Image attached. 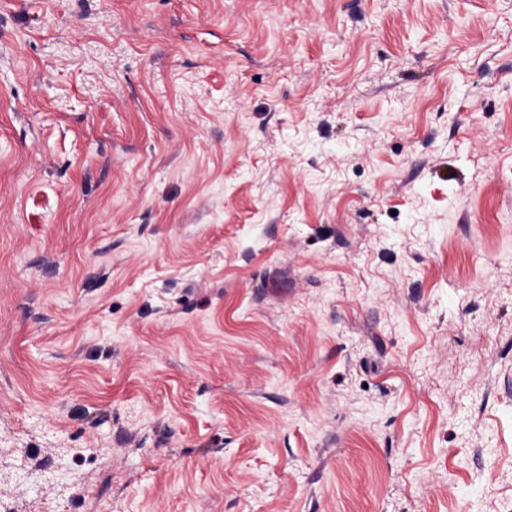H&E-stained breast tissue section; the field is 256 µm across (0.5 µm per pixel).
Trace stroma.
Here are the masks:
<instances>
[{"label":"stroma","instance_id":"obj_1","mask_svg":"<svg viewBox=\"0 0 512 512\" xmlns=\"http://www.w3.org/2000/svg\"><path fill=\"white\" fill-rule=\"evenodd\" d=\"M0 503L512 512V0H0Z\"/></svg>","mask_w":512,"mask_h":512}]
</instances>
